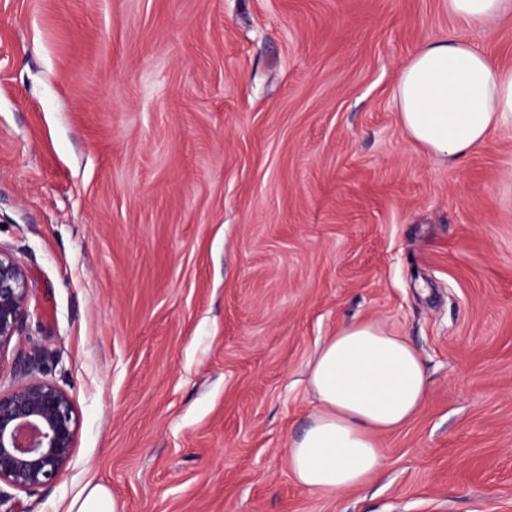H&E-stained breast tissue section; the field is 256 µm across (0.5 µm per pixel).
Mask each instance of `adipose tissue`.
Listing matches in <instances>:
<instances>
[{
  "instance_id": "obj_1",
  "label": "adipose tissue",
  "mask_w": 512,
  "mask_h": 512,
  "mask_svg": "<svg viewBox=\"0 0 512 512\" xmlns=\"http://www.w3.org/2000/svg\"><path fill=\"white\" fill-rule=\"evenodd\" d=\"M453 15L483 25L512 14V0H448ZM394 96L402 129L429 152L464 157L512 128V68L452 39L424 44L403 64ZM429 378L412 344L377 321H353L327 337L308 366L316 409L290 441L288 464L310 492L340 494L384 466L378 438L406 426Z\"/></svg>"
}]
</instances>
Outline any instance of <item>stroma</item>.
I'll use <instances>...</instances> for the list:
<instances>
[{
  "label": "stroma",
  "mask_w": 512,
  "mask_h": 512,
  "mask_svg": "<svg viewBox=\"0 0 512 512\" xmlns=\"http://www.w3.org/2000/svg\"><path fill=\"white\" fill-rule=\"evenodd\" d=\"M445 39L512 67V15L448 0H0V250L79 427L0 512H512V128L435 157L393 97ZM354 320L429 392L379 474L312 493L288 443ZM448 11L453 15L483 25L512 14L511 0H448ZM120 506L111 492L102 485L88 489L83 498L75 501L69 512H119Z\"/></svg>",
  "instance_id": "stroma-1"
}]
</instances>
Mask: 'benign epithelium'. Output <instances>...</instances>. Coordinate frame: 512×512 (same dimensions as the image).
<instances>
[{
  "instance_id": "7a95c632",
  "label": "benign epithelium",
  "mask_w": 512,
  "mask_h": 512,
  "mask_svg": "<svg viewBox=\"0 0 512 512\" xmlns=\"http://www.w3.org/2000/svg\"><path fill=\"white\" fill-rule=\"evenodd\" d=\"M28 282L22 262L0 250V356L22 336ZM39 350L18 355L23 379L0 390V484L33 492L55 482L72 461L78 437L74 404L54 382L35 375Z\"/></svg>"
}]
</instances>
